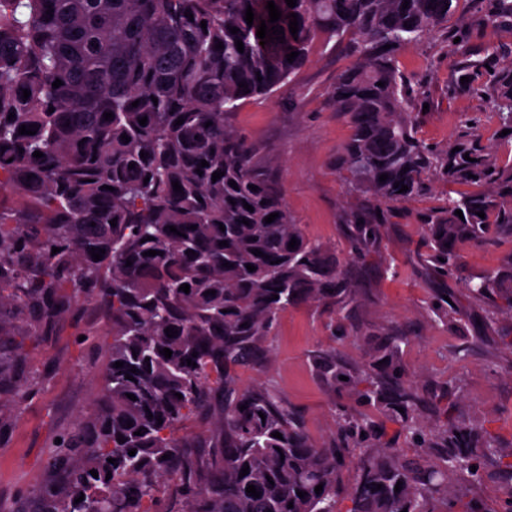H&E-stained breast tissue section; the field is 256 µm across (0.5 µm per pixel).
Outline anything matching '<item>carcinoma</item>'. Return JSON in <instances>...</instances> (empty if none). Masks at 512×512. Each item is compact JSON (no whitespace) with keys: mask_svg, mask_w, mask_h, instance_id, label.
<instances>
[{"mask_svg":"<svg viewBox=\"0 0 512 512\" xmlns=\"http://www.w3.org/2000/svg\"><path fill=\"white\" fill-rule=\"evenodd\" d=\"M456 2L409 0L405 9L404 0H297L290 8L274 0L282 17L267 27H283L284 42L262 46L256 32L269 19L267 0H0V191L22 200L7 206L0 199V306L12 305L24 333L40 336L91 302L108 320L111 337L93 414L62 435L50 456L63 474L64 495H40L42 512H173L158 507L164 481L177 482L186 512H337L346 458L374 439L372 417L343 419L339 439L318 446L273 390L241 389L231 369L258 361L281 313L302 301H328L344 319L359 283L295 222L273 162L258 158L226 116L246 100L294 89L316 39L348 49L357 63L326 91L351 128L336 170L350 193L374 199L349 216L351 253L362 258L374 251L386 231L385 218L377 216L381 203L420 196L429 174L482 186L448 197L421 224L428 245L422 262L446 279L467 246L495 228L512 233V149L504 156L479 148L478 126L469 118L448 147L423 143L416 137L419 95L398 67L397 53L447 25ZM474 2L465 30L512 26V0ZM220 41L224 48H215ZM293 51L299 55L290 63L286 55ZM499 52L486 43L474 60L461 46L451 88L486 99L501 127L512 130V67L492 72L483 84L474 81ZM463 76L469 82L461 83ZM57 79L63 85L54 88ZM106 112L113 118L105 120ZM180 117L183 124H175ZM32 124L36 134H18ZM36 151L43 157H33ZM216 171L224 176L214 182ZM382 174L388 175L383 182ZM401 181L408 186L403 193L394 187ZM271 213L279 217L265 222ZM293 238L298 246L290 249ZM54 247L60 252L52 253ZM93 248L105 250L101 260H93ZM148 250L158 254L144 255ZM183 284L190 292L179 290ZM466 291L491 302L485 327H493L496 311H512V255L468 282ZM446 294L434 292L431 312L461 328L463 316ZM168 327L177 336L167 337ZM407 341L403 331L386 329L368 363L351 368L334 350L314 360L333 388L356 391L401 421L414 447L441 449L438 459L421 463H403L398 449L387 446L361 460L351 512H431L450 481H484L485 460L497 454L492 443H479V427L470 420L450 417L433 433L423 428L424 396L399 360ZM165 348L169 359L160 354ZM117 361L123 366L114 367ZM192 415L215 420L210 439L175 437V424ZM165 454L170 458L162 459ZM249 485L260 497L246 492Z\"/></svg>","mask_w":512,"mask_h":512,"instance_id":"1","label":"carcinoma"}]
</instances>
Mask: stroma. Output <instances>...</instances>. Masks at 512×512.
Segmentation results:
<instances>
[{
    "label": "stroma",
    "mask_w": 512,
    "mask_h": 512,
    "mask_svg": "<svg viewBox=\"0 0 512 512\" xmlns=\"http://www.w3.org/2000/svg\"><path fill=\"white\" fill-rule=\"evenodd\" d=\"M474 9L473 0H462L447 28L398 54L404 76L429 105L417 136L432 147H446L462 120L475 112L481 119V146L512 145V135L503 134L490 109L448 90L458 59L457 45L448 36ZM353 62L345 49L315 41L294 91L244 102L228 123L259 148L261 157L277 161L285 202L305 233L359 275L358 316L374 332L390 328L410 333L400 358L427 398L426 427L460 414L478 422L483 438L495 444L498 454L489 478L476 485L454 480L450 488L456 512L472 506L498 512L512 488V312L503 311L493 328L484 330L487 305L468 299L464 284L497 269L512 254V236L496 233L467 247L456 276L446 280L464 316L458 330L436 321L428 310L438 283L422 263L427 246L421 223L448 197L463 192V185L434 177L420 197L386 205L387 230L378 252L362 262L352 260L346 221L369 200L350 194L336 170L334 161L350 126L328 104L325 90ZM330 318L320 302L288 308L265 343L262 362L234 372L239 387L273 389L318 445L337 438L343 417L367 409L358 393L332 389L314 368L316 354L327 349L353 366L368 358L361 335L332 333ZM106 330L104 318L89 303L83 314L61 317L47 335L25 336L14 308L0 306V351L7 354L12 375L11 382L0 385V512H33L39 491L59 485L48 457L56 438L91 409L109 358ZM477 335L482 338L478 344L473 341Z\"/></svg>",
    "instance_id": "35a3bbf8"
}]
</instances>
